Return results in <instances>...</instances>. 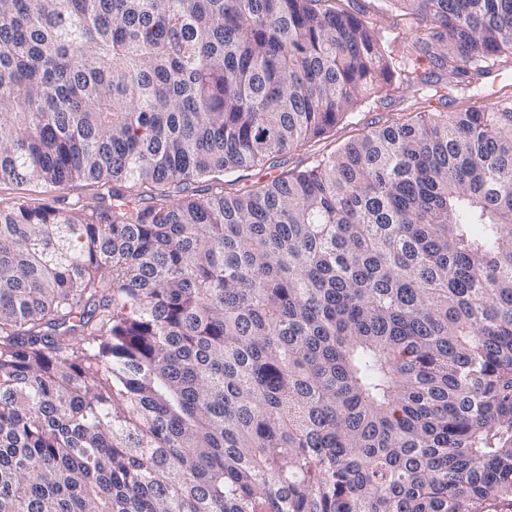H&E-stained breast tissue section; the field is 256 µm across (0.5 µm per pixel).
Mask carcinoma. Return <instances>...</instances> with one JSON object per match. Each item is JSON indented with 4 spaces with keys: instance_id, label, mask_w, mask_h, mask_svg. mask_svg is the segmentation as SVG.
<instances>
[{
    "instance_id": "cac0c4a2",
    "label": "carcinoma",
    "mask_w": 512,
    "mask_h": 512,
    "mask_svg": "<svg viewBox=\"0 0 512 512\" xmlns=\"http://www.w3.org/2000/svg\"><path fill=\"white\" fill-rule=\"evenodd\" d=\"M396 81L349 0H0V184L98 190L0 207V512H512V94L242 182Z\"/></svg>"
}]
</instances>
